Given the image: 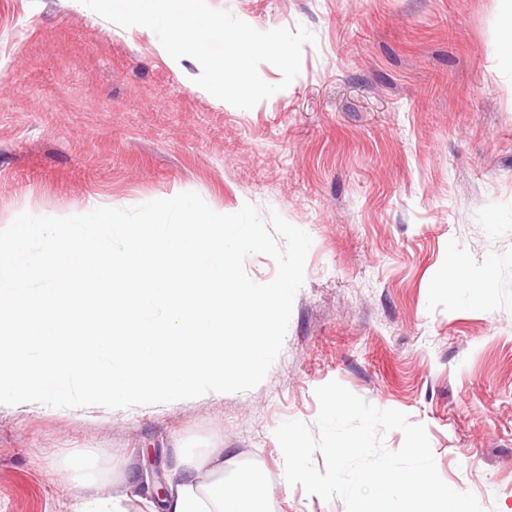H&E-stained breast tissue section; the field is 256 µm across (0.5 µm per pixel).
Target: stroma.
<instances>
[{"label":"stroma","instance_id":"obj_1","mask_svg":"<svg viewBox=\"0 0 512 512\" xmlns=\"http://www.w3.org/2000/svg\"><path fill=\"white\" fill-rule=\"evenodd\" d=\"M260 31H312L298 77L242 110L150 30L79 0H0V228L198 193L312 239L283 348L248 392L109 410L0 406V512H84L223 449L268 512H345L289 485L275 429L337 381L426 428L442 480L512 512V66L505 0H209ZM463 262L489 293L454 291ZM104 475L74 488L70 454Z\"/></svg>","mask_w":512,"mask_h":512}]
</instances>
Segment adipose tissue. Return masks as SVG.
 Segmentation results:
<instances>
[{
  "mask_svg": "<svg viewBox=\"0 0 512 512\" xmlns=\"http://www.w3.org/2000/svg\"><path fill=\"white\" fill-rule=\"evenodd\" d=\"M170 470L177 482L169 488L167 512H264L249 474L231 482L225 479L223 449H179Z\"/></svg>",
  "mask_w": 512,
  "mask_h": 512,
  "instance_id": "ef3b65f1",
  "label": "adipose tissue"
}]
</instances>
